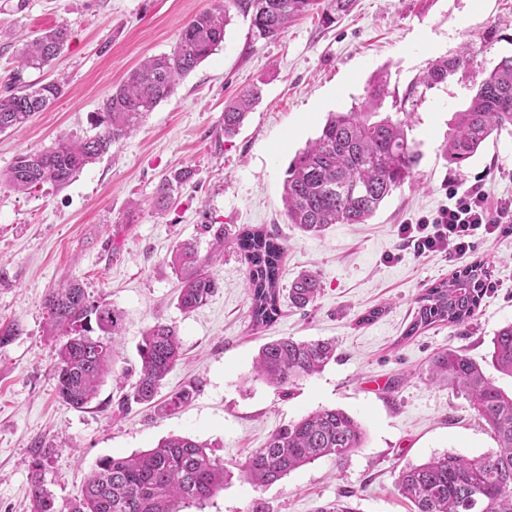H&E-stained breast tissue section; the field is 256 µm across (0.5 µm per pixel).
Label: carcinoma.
<instances>
[{"label":"carcinoma","mask_w":512,"mask_h":512,"mask_svg":"<svg viewBox=\"0 0 512 512\" xmlns=\"http://www.w3.org/2000/svg\"><path fill=\"white\" fill-rule=\"evenodd\" d=\"M252 12L254 36L276 39L288 24L305 14L317 0H232ZM355 0H325L322 18L327 24L350 11ZM229 6L219 5L192 17L181 29L170 52L146 60L112 90L96 113L98 132L84 138H65L43 151L17 155L0 173V185L28 192L50 184L63 187L87 165L119 145L137 130L148 112L174 90L176 79L192 72L224 42ZM68 28L59 25L33 39H23L17 69L3 81L0 93V133L25 125L64 92L63 84L27 81L28 68L41 69L64 50ZM475 63L466 49L428 63L423 76L406 88L400 112L404 118L375 119L383 106L387 79L376 78L361 102L347 112H336L325 122L319 137L291 161L283 184V202L290 223L317 235L334 224H365L393 191L412 180L420 154L408 140L411 114L428 91L455 77L466 78ZM469 106L454 114L443 153L448 165L462 170L493 134L512 131V56H503L483 68ZM255 87L241 93L224 108V137L237 133L259 101ZM191 177L188 170L160 179L155 200L163 204ZM212 250L200 256L191 243L178 244L170 266L180 281L178 306L190 313L207 304L217 289L214 266L224 250L234 252L246 266L250 318L267 326L279 316V269L286 247L262 229L234 234L226 224H206ZM488 281L486 263L475 262L460 273L426 289L416 300L414 320L405 331L411 338L434 325L457 327L475 315ZM321 293L318 276L301 273L288 289L297 308L313 304ZM49 335L59 340L54 374L58 397L74 409H84L96 397L112 372L123 314L91 299L77 281L52 291L46 298ZM137 376L118 402V411L149 404L165 379L182 360L175 327L156 321L138 343ZM336 359V343L297 341L283 337L263 345L254 362L258 378L280 389L311 376ZM492 366L512 376V324L492 340ZM432 381L463 394L471 408L493 430L498 449L474 457L445 453L425 463L403 467L397 490L414 512H512V395L498 388L483 366L466 354L444 351L430 367ZM196 387L170 393L165 407L174 412L191 398ZM365 439L361 424L345 411L321 408L272 433L265 445L244 462L230 467L190 437L171 435L150 449L123 457L99 459L90 476L68 503L67 512H181V507L202 504L234 474L256 487L272 485L293 470L328 457L344 465ZM39 458L31 474L32 512H60L44 488Z\"/></svg>","instance_id":"obj_1"}]
</instances>
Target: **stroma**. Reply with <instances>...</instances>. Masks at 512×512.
Listing matches in <instances>:
<instances>
[{"label":"stroma","instance_id":"obj_1","mask_svg":"<svg viewBox=\"0 0 512 512\" xmlns=\"http://www.w3.org/2000/svg\"><path fill=\"white\" fill-rule=\"evenodd\" d=\"M213 3L0 0V80L16 66L22 35L59 24L70 29L55 64L26 73L32 82L62 79L65 91L23 127L0 134V172L18 154L58 138L94 135L91 116L113 87L144 59L170 52L181 27ZM229 15L214 54L178 80L136 133L67 186L28 193L0 187V327L21 329L0 346V512H30L38 448L47 451L45 486L63 507L102 457L127 456L175 434L211 445L234 464L282 425L325 407L345 410L365 430L345 466L322 458L259 489L236 477L204 508L186 512H246L257 498L270 512H316L345 494L358 512H412L395 486L401 468L447 452L472 457L497 448L465 397L434 384L429 367L445 350L489 365L495 333L512 323V233L478 238L464 260L418 256L397 227L446 206L452 185L477 188L492 201L512 197L511 132L491 136L459 172L442 152L454 112L482 79L481 66L512 54V0H356L333 24L315 9L274 40L252 37L242 9L231 7ZM492 28L499 39L488 46L483 36ZM466 48L479 63L469 80L432 89L412 116L407 135L421 159L411 182L365 224H336L312 236L289 222L281 201L286 170L329 113L348 111L382 75L390 96L381 113L395 115L394 97L428 62ZM255 86L261 99L238 133L217 139L225 104ZM182 168L192 179L156 208V184ZM207 224L275 231L287 246L281 290L315 272L322 285L316 302L301 311L281 299L280 318L253 327L246 267L228 250L215 269L214 296L183 313L170 253L187 240L207 253ZM472 260L489 264L492 283L473 319L406 337L420 294ZM71 279L124 317L114 375L81 410L56 395L57 340L47 334L45 299ZM374 309L379 317L364 322ZM158 320L176 326L182 361L151 404L118 412L123 390L115 377L136 367L141 334ZM288 336L335 341L337 358L282 391L256 379L253 362L264 344ZM190 384L193 399L167 411L169 393Z\"/></svg>","mask_w":512,"mask_h":512}]
</instances>
